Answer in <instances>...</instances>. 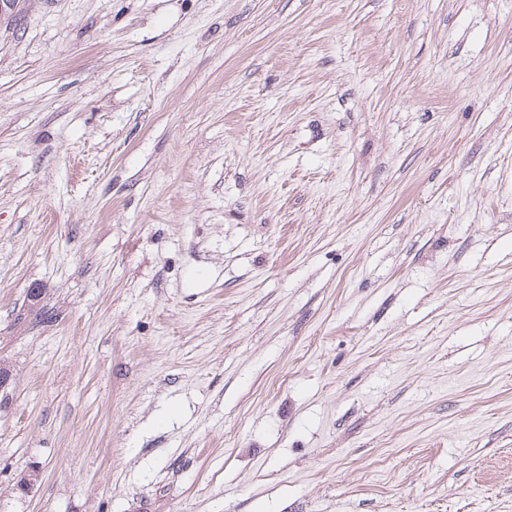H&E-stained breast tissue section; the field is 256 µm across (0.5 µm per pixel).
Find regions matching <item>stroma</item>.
Instances as JSON below:
<instances>
[{"label": "stroma", "instance_id": "35a3bbf8", "mask_svg": "<svg viewBox=\"0 0 512 512\" xmlns=\"http://www.w3.org/2000/svg\"><path fill=\"white\" fill-rule=\"evenodd\" d=\"M1 366L0 512H512V0L1 9Z\"/></svg>", "mask_w": 512, "mask_h": 512}]
</instances>
